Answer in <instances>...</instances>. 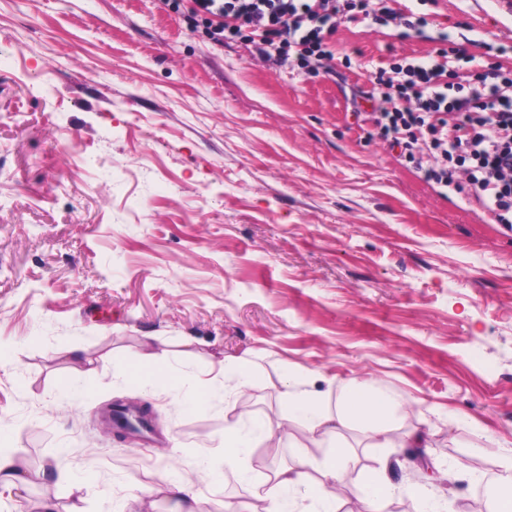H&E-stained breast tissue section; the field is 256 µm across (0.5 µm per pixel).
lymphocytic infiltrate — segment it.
<instances>
[{
    "label": "lymphocytic infiltrate",
    "mask_w": 512,
    "mask_h": 512,
    "mask_svg": "<svg viewBox=\"0 0 512 512\" xmlns=\"http://www.w3.org/2000/svg\"><path fill=\"white\" fill-rule=\"evenodd\" d=\"M189 20L205 23L214 45L249 39L263 57L278 55L299 68L332 62L338 18L351 12L385 24L422 30L387 0H174ZM369 119L388 149L415 163L426 179L473 199L489 220L512 222V79L489 73L480 87L451 95L444 63L402 58L374 73ZM467 165L466 181L455 177Z\"/></svg>",
    "instance_id": "f902f5d3"
}]
</instances>
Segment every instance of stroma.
Listing matches in <instances>:
<instances>
[{
	"label": "stroma",
	"instance_id": "stroma-1",
	"mask_svg": "<svg viewBox=\"0 0 512 512\" xmlns=\"http://www.w3.org/2000/svg\"><path fill=\"white\" fill-rule=\"evenodd\" d=\"M394 7L434 25L422 38L342 19L332 41L351 64L333 79L215 46L163 0H0V342L15 354L0 434L45 473L0 489V512H119L137 486L154 490L143 512H167L163 462L222 461L238 393L188 412L125 387L117 365L146 336L188 390L246 361L255 412L273 419L288 366L332 408L354 381L390 389L412 408L394 447L347 433L349 480L384 470L386 512L494 503L512 457V226L438 195L350 100L377 69L441 50L456 83L512 71V14L497 0ZM131 401L167 453L134 469L138 440L108 420ZM415 431L433 475L399 446ZM262 448L222 481L199 477V512L266 497ZM85 468L96 486L79 497Z\"/></svg>",
	"mask_w": 512,
	"mask_h": 512
}]
</instances>
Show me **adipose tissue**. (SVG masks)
Listing matches in <instances>:
<instances>
[{"label": "adipose tissue", "mask_w": 512, "mask_h": 512, "mask_svg": "<svg viewBox=\"0 0 512 512\" xmlns=\"http://www.w3.org/2000/svg\"><path fill=\"white\" fill-rule=\"evenodd\" d=\"M166 353L157 352L151 341H144L140 351L131 361L123 363L120 374L136 388H163L169 392L180 389V380L164 368ZM308 374L288 368L283 372L284 391L281 395L284 416L270 421L256 414L247 419H233L224 423V463L234 467L240 461L244 448L250 447L254 438L266 441L287 436L290 428L299 426L312 447H319L323 438H338L344 432L357 430L366 435L371 447L387 448L391 441L388 432L400 409L399 404L375 390L360 384L351 385L336 409L327 408L316 392L307 388ZM311 452L302 454L294 467L275 475L270 505L265 512H296L288 492L305 488L319 505V512H336L338 488L366 502L371 512H384L392 487L383 471L365 475L359 482L349 484L345 476L354 463V457L341 449L331 448L322 455ZM319 472V480H311V472Z\"/></svg>", "instance_id": "1"}]
</instances>
